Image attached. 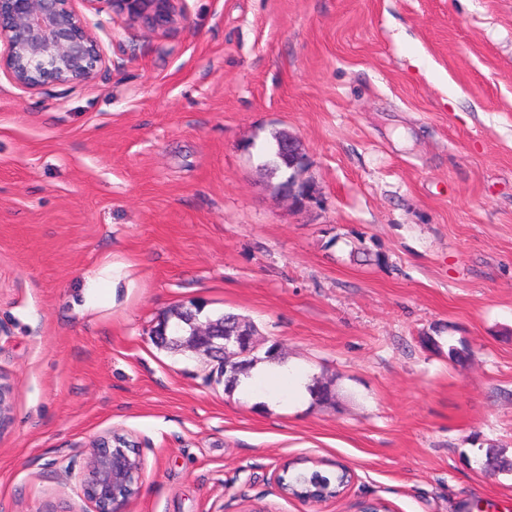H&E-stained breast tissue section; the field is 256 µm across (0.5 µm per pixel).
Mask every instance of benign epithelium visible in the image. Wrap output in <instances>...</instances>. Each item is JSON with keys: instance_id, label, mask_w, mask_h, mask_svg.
<instances>
[{"instance_id": "1", "label": "benign epithelium", "mask_w": 512, "mask_h": 512, "mask_svg": "<svg viewBox=\"0 0 512 512\" xmlns=\"http://www.w3.org/2000/svg\"><path fill=\"white\" fill-rule=\"evenodd\" d=\"M102 1L109 24L91 21L73 7L74 0H0V72L25 94L88 83L107 68L105 40L113 39L114 26L168 38L188 18L187 0H81L96 14ZM118 449L123 446L112 437L93 446L81 494L94 512H126L140 488V454L118 460Z\"/></svg>"}]
</instances>
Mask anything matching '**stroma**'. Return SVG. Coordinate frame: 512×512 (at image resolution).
<instances>
[{"label":"stroma","instance_id":"obj_1","mask_svg":"<svg viewBox=\"0 0 512 512\" xmlns=\"http://www.w3.org/2000/svg\"><path fill=\"white\" fill-rule=\"evenodd\" d=\"M117 29L92 82L0 74V512H92L90 449L144 473L128 512H512V0H188ZM309 156L293 203L258 158ZM119 283L87 304L88 279ZM251 320L333 403L228 395L157 346L177 306ZM308 458L354 479L282 494ZM286 134L287 132L283 131L274 135V142L267 146L263 151L262 166L269 170V173L272 175L280 174L283 176L288 173V167L283 162H279L277 165L269 167L265 165V163L269 161H280L278 159V155L281 153L283 145H287Z\"/></svg>","mask_w":512,"mask_h":512}]
</instances>
